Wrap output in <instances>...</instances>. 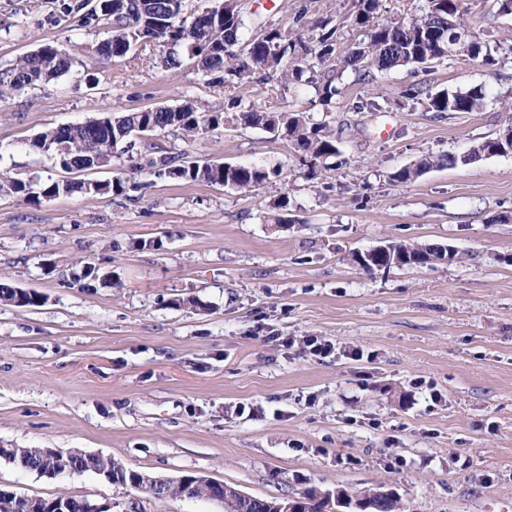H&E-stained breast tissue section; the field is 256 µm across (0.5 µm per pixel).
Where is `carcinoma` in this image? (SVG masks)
<instances>
[{"mask_svg":"<svg viewBox=\"0 0 512 512\" xmlns=\"http://www.w3.org/2000/svg\"><path fill=\"white\" fill-rule=\"evenodd\" d=\"M380 0H359L355 24L365 31L364 39L340 61V66L330 65L313 72L311 82L315 84L320 101L328 106L336 103L341 88L336 84L337 69L358 72L364 77L375 76L398 66L442 63L448 55L476 58L492 57L490 49L466 38L464 29H459L451 40V53L433 47L444 30L443 24L452 14L457 24L463 25L464 0H427L425 13L418 18L388 19L379 13ZM86 23L106 21L110 25V36L102 47L114 58L127 55L140 39L154 34L161 28V35L169 42L166 64L178 63L181 51L188 52L191 59L203 58L199 71L224 84H249L256 75L266 81L288 82V78L303 71L301 61L296 58V43L284 31L270 24L260 34L248 35L240 11L233 5L222 6V0L201 9L188 11L185 0H101L99 8L83 16ZM195 22L191 35H185L190 22ZM250 48L247 55H239L229 46L228 39ZM336 45V28L327 22L319 24V31L308 43H301L304 51L321 63L330 61ZM79 66L72 55L51 44L20 57L14 63L0 68V100L26 88H36L70 73ZM409 99L421 100L428 111L450 114L454 112H478L485 104L482 91L430 92L414 86L403 93ZM238 113L246 126L268 128L278 132L284 139L298 146L313 160H326L338 152L334 130L327 123H313L302 112H266L254 104H244L239 98H231L222 107H213L196 100H186L175 107H158L117 113L109 117L110 126L90 120L80 127L65 125L47 130L37 136L32 147L47 153L64 172L81 173L86 166L88 148L95 147L101 158L120 156L133 148L129 143L132 133L180 130L187 137L203 131H213L224 124L225 113ZM490 146L487 139L474 143L462 158L447 155L444 158L424 155L415 161L411 169L399 174L401 182L416 179L425 171L445 160L454 165L463 160L475 161L486 154ZM140 169L148 176L158 179L203 181L211 185L225 186L233 191H250L278 176L274 169L257 165L223 167L218 162L199 163L185 156L149 157ZM86 179L72 178L67 186L72 194H108L129 196L139 186H131L123 173L117 172L109 181H97V185L85 187ZM60 191L59 180L16 179L0 174V193L38 202L40 198H53ZM391 256L399 257L402 266L420 265L416 256L423 253V246L401 240L388 242ZM7 457L14 466L30 471L37 466L47 467L49 462L39 456L33 448H8ZM70 470L74 475L93 473L109 484L118 481L125 486H134L148 498L185 496L192 498L195 490L189 486L174 487L165 496H160L155 485L143 481L144 472L133 469L123 462L104 455L92 458L72 457L61 470ZM65 494L54 497H37L12 492L8 503L10 509L0 512H49L48 504L61 501ZM279 499L258 498L232 506H223V512H269V503Z\"/></svg>","mask_w":512,"mask_h":512,"instance_id":"carcinoma-1","label":"carcinoma"}]
</instances>
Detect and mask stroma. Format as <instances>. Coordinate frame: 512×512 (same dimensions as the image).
I'll use <instances>...</instances> for the list:
<instances>
[{
    "label": "stroma",
    "mask_w": 512,
    "mask_h": 512,
    "mask_svg": "<svg viewBox=\"0 0 512 512\" xmlns=\"http://www.w3.org/2000/svg\"><path fill=\"white\" fill-rule=\"evenodd\" d=\"M83 2L0 0V67L45 44L85 66L0 101V172L60 178L31 147L41 132L187 99L307 113L335 129L338 152L315 162L229 117L135 147L279 177L247 192L151 181L126 154L95 177L122 172L140 184L139 202L0 196V283L43 296L37 307L0 302V446L76 448L262 498L382 485L407 512H512V155L393 178L421 156L460 154L498 133L512 57H451L370 83L348 70L327 109L307 79L211 83L190 59L168 67L152 40L103 59L107 27L82 23ZM466 3L469 39L512 44L500 0ZM237 5L250 32L272 23L295 41L330 22L338 60L363 37L358 0ZM415 85L478 89L485 106L441 117L404 99ZM365 99L375 109L356 111ZM386 120L389 139L379 136ZM283 199L289 221L276 226ZM391 239L450 245L462 258L374 272L354 263ZM87 266L94 274L81 278ZM306 336L330 340L334 354L301 353ZM355 349L362 360L349 358ZM0 486L109 500L112 512L135 499L141 512H219L204 499H142L90 473L48 479L1 460Z\"/></svg>",
    "instance_id": "stroma-1"
}]
</instances>
